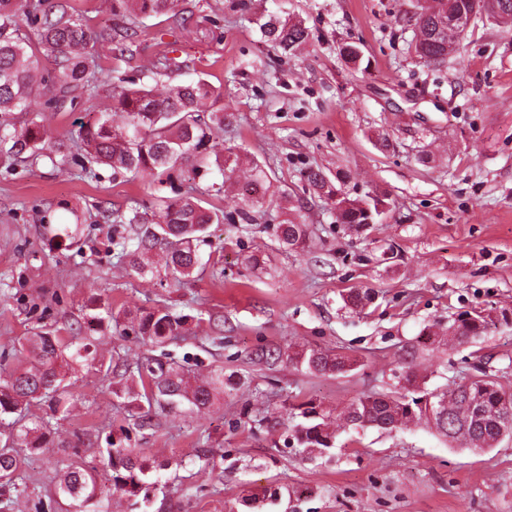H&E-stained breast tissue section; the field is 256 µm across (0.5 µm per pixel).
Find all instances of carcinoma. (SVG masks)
Wrapping results in <instances>:
<instances>
[{"instance_id": "obj_1", "label": "carcinoma", "mask_w": 512, "mask_h": 512, "mask_svg": "<svg viewBox=\"0 0 512 512\" xmlns=\"http://www.w3.org/2000/svg\"><path fill=\"white\" fill-rule=\"evenodd\" d=\"M176 0H113L112 12L124 26L121 38L137 34L143 20L175 12ZM512 17V0H417L416 10L403 17L404 27L415 33L413 51L420 62L436 69L448 62V22L462 15L493 16L494 10ZM37 31L31 40L22 24ZM261 36L285 54H293L310 37L300 20L290 21L266 14L257 20ZM112 42L107 33L92 31L73 8L60 0H0V159L26 157L61 159L80 168L85 177L99 178L95 166L107 165L114 171L132 175L162 174L175 171L193 158L199 166L215 165L221 182L204 190L189 187L177 199L156 201L158 221L140 223L138 213L127 215L105 209L102 219L117 224L127 232L111 245L128 258L130 267L140 276L160 274L179 282L191 277L202 265L200 243L208 238L212 224H240L252 221L251 212L264 206H276L288 214V190L272 192L248 204V208L220 209L207 197L224 194L227 183L240 171L243 160L232 148L223 151L212 144L214 128L230 126L234 114L224 111L221 88L199 78L192 82L174 81V63L162 57L155 66L156 74L170 80L163 92L135 83L124 86L112 82L111 72L97 63L89 45ZM51 59L53 67L41 65V57ZM105 96L126 114L121 127L112 125V113L101 112L92 123L79 127L78 138L68 145L48 137L44 113L63 112L73 108L77 100L91 103ZM42 101L41 112L31 111L34 100ZM347 174L310 169L305 172L309 189L336 211L337 222L360 233L379 223L386 198L375 192L350 197L344 190ZM310 233L308 225L293 218L278 224L280 245L305 249ZM184 317L161 307L143 313L138 331L157 344L175 340L181 335ZM484 320L463 313L448 325V335L459 343L475 340L483 333ZM29 366L10 373L0 381V421L12 414L25 418V407L35 401H46L50 414L21 426V432L10 435L0 445V512H14L16 499L26 491L25 458L17 446L40 448L51 433L52 420L69 417L71 408L69 372L88 361L87 339L69 342L55 329H41L25 337ZM291 364L311 373H345L353 362L334 350L310 348L286 355ZM150 378L149 392L144 394L146 406H138L135 425L150 419L157 404L173 406L184 401L198 409L212 406L224 396V369L214 371L207 379L191 378L162 363L131 367L120 365V376ZM404 384L389 393L362 394L347 407V421L360 426L391 431L410 423L433 424L451 442H458L473 452L496 447L512 436V392L506 390L497 375L477 368L463 381L442 393L429 392L417 383L411 369L402 377ZM294 421L292 445L308 458L330 456L336 447V431L330 427L331 412L313 401H307L289 413ZM104 465L112 482V491L139 509L149 502L155 485V467L134 448H123L106 437ZM99 473L96 468L76 461L55 464L54 495L48 502H38L36 512H48L51 504L63 510V502L75 512H101Z\"/></svg>"}]
</instances>
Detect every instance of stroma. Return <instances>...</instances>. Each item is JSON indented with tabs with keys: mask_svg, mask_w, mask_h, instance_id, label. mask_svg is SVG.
Segmentation results:
<instances>
[{
	"mask_svg": "<svg viewBox=\"0 0 512 512\" xmlns=\"http://www.w3.org/2000/svg\"><path fill=\"white\" fill-rule=\"evenodd\" d=\"M413 0H180L184 22L160 17L134 36L131 55L105 42L93 54L114 78L152 80L160 54L183 61L178 77L208 79L224 93L233 125L213 134L265 162L289 208L312 232L307 251L279 246L277 208L249 224H214L203 265L187 284L134 273L108 247L114 225L99 207L137 210L156 220L152 202L189 184L204 188L215 170L192 163L161 180L103 167L95 180L40 159L0 165V379L18 361L32 328L90 335L93 357L71 382L72 412L53 426L46 448L27 452V494L15 512H35L49 494L57 461L72 442L102 466L106 437L165 463L148 512H247L244 497L270 487L288 495L264 512H512V438L482 454L450 445L430 424L393 432L357 428L342 417L357 396L397 387L415 366L423 388L446 391L483 364L512 391V30L475 18L458 52L438 70L409 51L400 19ZM268 12L303 20L308 43L284 54L256 25ZM360 43V64L341 53ZM111 102L79 104L46 123L64 142ZM391 148L381 152L380 138ZM428 162H419L420 153ZM343 170L351 195L377 190L388 207L371 232L357 235L305 190L304 172ZM265 269L243 264L248 254ZM361 288L372 304L345 307ZM185 315L181 336L161 347L138 334L140 311ZM486 311L473 343L432 344L425 327L447 328L456 314ZM112 310L117 324L90 325ZM332 349L355 358L352 371L311 373L282 352ZM159 360L202 378L240 377L224 401L199 411L153 408L146 427L117 412L102 368L113 355ZM312 400L334 416L331 458L308 460L289 447L270 412Z\"/></svg>",
	"mask_w": 512,
	"mask_h": 512,
	"instance_id": "stroma-1",
	"label": "stroma"
}]
</instances>
